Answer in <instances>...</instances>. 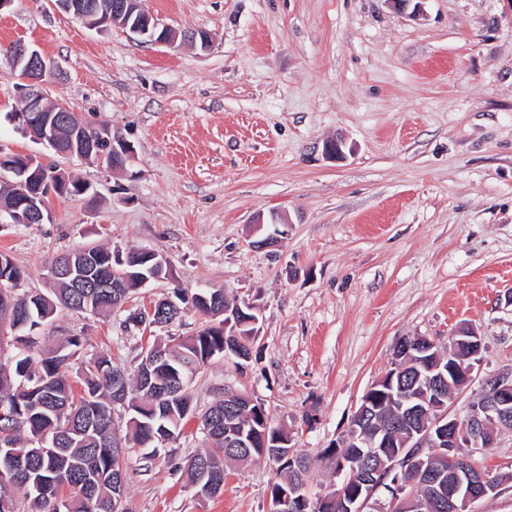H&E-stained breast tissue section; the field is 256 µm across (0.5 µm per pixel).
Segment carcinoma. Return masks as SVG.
Here are the masks:
<instances>
[{
  "instance_id": "obj_1",
  "label": "carcinoma",
  "mask_w": 512,
  "mask_h": 512,
  "mask_svg": "<svg viewBox=\"0 0 512 512\" xmlns=\"http://www.w3.org/2000/svg\"><path fill=\"white\" fill-rule=\"evenodd\" d=\"M69 256L73 264L88 271L112 264V251L94 246L77 249ZM23 276L22 270L0 254V293ZM16 311L6 326L0 325V352L7 345L17 350L12 362L0 361V434L23 453L17 468L0 473V512H20L19 499L29 502L31 512H116L120 499L112 484L125 471V458L112 445V390L117 383L127 388L125 404L131 417L168 428L179 437L186 419L184 407L191 401L189 388L178 389L177 376L190 378L209 361L225 356L224 336L215 326H206L171 347L156 348L163 361L149 368L139 365L129 374L118 364L100 357L74 372L69 371L79 355L81 339L74 336L59 346L36 349V334L47 325L57 308L107 315L120 306L122 296L112 290L70 288L64 282H49V292L14 296ZM181 311L193 309L214 317L224 311V301L200 302L183 294ZM365 397L376 402L379 422L399 421L397 407L379 389ZM237 410L216 402L201 417L202 427L217 420V433L209 446L189 457L184 469L195 483L204 472L221 475L232 463L262 459V448L228 450L224 447V418ZM288 433L273 425L269 450H287ZM286 462L277 470L291 480H306L312 462Z\"/></svg>"
}]
</instances>
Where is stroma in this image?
I'll return each instance as SVG.
<instances>
[{
  "label": "stroma",
  "mask_w": 512,
  "mask_h": 512,
  "mask_svg": "<svg viewBox=\"0 0 512 512\" xmlns=\"http://www.w3.org/2000/svg\"><path fill=\"white\" fill-rule=\"evenodd\" d=\"M208 50L99 33L53 0L0 11V149L41 153L9 121L21 104L6 51L22 41L53 60L45 96L133 144L127 172L54 161L93 184L94 201L50 197L52 220L0 215V253L24 272L15 293L47 289L57 255L103 245L150 249L174 277L103 318L58 310L54 345L135 370L151 344L195 334L194 311L127 326L175 289H224L252 303L261 331L247 369L215 359L191 384L193 417L149 459L127 453L128 512H267L279 476L265 461L225 471L198 499L182 469L207 447L200 415L225 390L262 403L313 464L311 495L336 483L324 448L345 434L403 337L447 345L464 325L484 351L448 403L464 418L485 378L512 371V0H145ZM344 159L322 154L332 137ZM287 215L282 246L258 248L257 215Z\"/></svg>",
  "instance_id": "35a3bbf8"
}]
</instances>
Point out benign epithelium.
<instances>
[{
	"label": "benign epithelium",
	"mask_w": 512,
	"mask_h": 512,
	"mask_svg": "<svg viewBox=\"0 0 512 512\" xmlns=\"http://www.w3.org/2000/svg\"><path fill=\"white\" fill-rule=\"evenodd\" d=\"M68 14L83 24L102 29L119 25L139 36L144 43L163 45L170 49L186 41L200 43L207 49L211 35L202 29L187 35L164 24L145 6V0H55ZM11 72L23 81V106L10 113L9 120L18 130L28 134L56 153L75 156L89 165L106 166L114 171H125L135 155L134 146L110 125H93L72 113L63 102H50L42 92V84L53 65L35 48L22 42L13 44L8 51ZM343 140H328L323 145L326 158L337 161L344 158ZM0 171L12 174L0 191V213L9 215L15 224H43L51 220L47 206L39 205L44 196L57 191H69L81 197H96L92 185L80 181L70 185L65 170L45 163L35 154L0 152ZM280 227L274 234H266L254 241L258 247H275L286 238L283 227L287 218L278 213L269 217L257 216L255 230L265 226ZM152 260L148 273L138 277L139 287L163 277L173 278L169 259L150 250L127 255L131 265ZM49 278L66 279L73 288H120L118 277L107 278L97 273L75 274L73 266L51 269ZM175 302L168 298L153 303L144 319L153 325L164 322L168 306ZM241 314L239 303L224 302V336L233 348H239L237 328ZM409 364L420 366L427 372L428 390L411 393L404 386H395L394 376L385 375L376 385H387L396 391L405 416L410 420L425 418L401 439V448L390 450L393 441L382 428H368L373 422L375 408L366 400L360 405L356 419L364 430L353 428L345 433L333 447L345 451L346 459L335 467L339 482L327 492L310 497L307 485L294 481L271 501L269 512H295L298 503L313 512H332L340 506L342 512H364L375 491L384 486L389 492V512H478L474 504L492 498L500 492L501 483L489 470L472 463V457L483 455L493 446V437L512 431V373L496 374L486 380L484 392L465 419L451 418L445 405L436 403L442 389L460 390L467 386L480 366L484 343L472 327L459 328L452 337L448 353L440 351L437 343L427 336H410L404 341ZM224 400L240 409L243 417L233 422L236 427L233 448L254 446L256 437H266L252 421L249 409L256 401L250 396L224 390ZM440 452L448 459V473L422 471L414 480L406 478L407 467L419 465L425 451Z\"/></svg>",
	"instance_id": "1"
}]
</instances>
